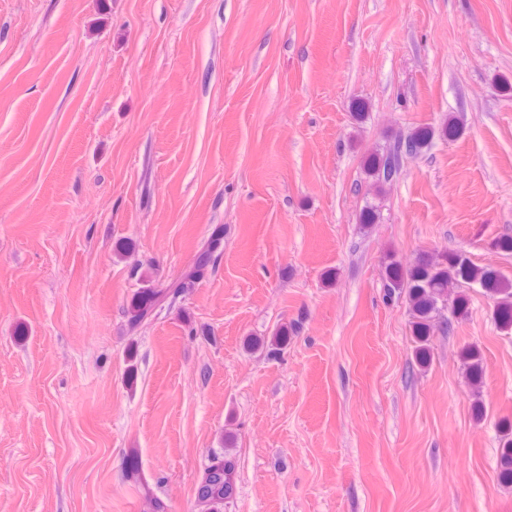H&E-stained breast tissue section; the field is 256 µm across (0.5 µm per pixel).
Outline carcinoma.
Returning <instances> with one entry per match:
<instances>
[{"label": "carcinoma", "mask_w": 512, "mask_h": 512, "mask_svg": "<svg viewBox=\"0 0 512 512\" xmlns=\"http://www.w3.org/2000/svg\"><path fill=\"white\" fill-rule=\"evenodd\" d=\"M433 138L434 131L428 128L414 130L405 140L373 153L364 163L366 175L378 188L394 181L401 173L404 159L421 155L431 145ZM223 248L224 225L216 224L211 228L192 263L175 279L160 288L144 286L133 294L126 309L129 329L134 331L156 318L164 309L172 306L173 298L188 294L196 288L208 271L214 268ZM472 284L485 288L487 295L494 301V316L499 327L506 332L512 331V279L507 276L495 270L481 268L460 254L421 258L406 270L393 261L387 264V295L406 297L413 316L412 333L418 343L415 354L420 364L426 365L430 361L428 341L435 317L445 308L453 316L463 313L464 297L458 294L454 296L452 292L456 288ZM291 332L292 329L283 325L268 340H254L253 346H268L273 350H280L288 345ZM464 362L471 383L479 384L484 374L480 354L469 349L464 353ZM215 466L222 471V476L209 480L200 501L195 503L197 512H224V504L236 495L235 462L230 449L226 448L223 454L213 457L207 469ZM126 477L141 484L145 498L153 499L149 485L141 482L138 458H130ZM498 478L505 484H512V432L503 436Z\"/></svg>", "instance_id": "carcinoma-1"}]
</instances>
